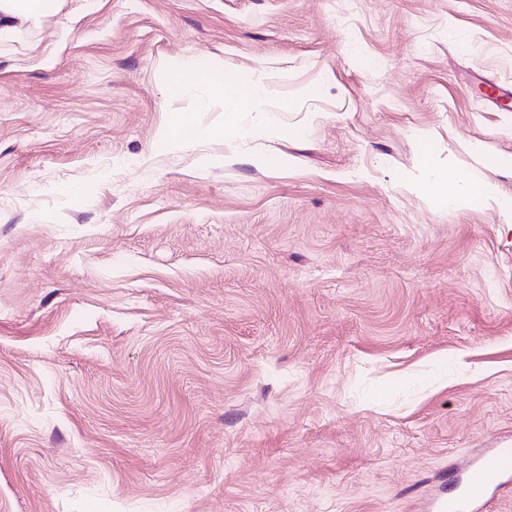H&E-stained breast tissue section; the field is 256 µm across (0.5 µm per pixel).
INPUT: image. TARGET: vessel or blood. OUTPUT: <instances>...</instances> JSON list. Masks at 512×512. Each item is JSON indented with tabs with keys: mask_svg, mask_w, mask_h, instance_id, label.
Segmentation results:
<instances>
[{
	"mask_svg": "<svg viewBox=\"0 0 512 512\" xmlns=\"http://www.w3.org/2000/svg\"><path fill=\"white\" fill-rule=\"evenodd\" d=\"M512 479V447L503 445L468 461L455 493L440 491L431 499L432 512H483L492 483Z\"/></svg>",
	"mask_w": 512,
	"mask_h": 512,
	"instance_id": "vessel-or-blood-1",
	"label": "vessel or blood"
}]
</instances>
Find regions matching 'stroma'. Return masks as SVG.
<instances>
[{
  "mask_svg": "<svg viewBox=\"0 0 512 512\" xmlns=\"http://www.w3.org/2000/svg\"><path fill=\"white\" fill-rule=\"evenodd\" d=\"M190 65L264 72L277 133L224 139ZM493 86L512 0H57L1 38L0 512H425L512 444ZM425 155L494 194L437 207Z\"/></svg>",
  "mask_w": 512,
  "mask_h": 512,
  "instance_id": "obj_1",
  "label": "stroma"
}]
</instances>
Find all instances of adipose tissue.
Returning a JSON list of instances; mask_svg holds the SVG:
<instances>
[{
	"mask_svg": "<svg viewBox=\"0 0 512 512\" xmlns=\"http://www.w3.org/2000/svg\"><path fill=\"white\" fill-rule=\"evenodd\" d=\"M212 96L224 99V136L233 139L240 136H265L276 132L275 121L256 127L249 121L251 113L259 111L267 98V88L260 75L243 76L237 73L210 75L204 80ZM422 179L419 191L431 195L440 207H461L471 196L493 193V184L480 176H458L437 167L430 159L420 162Z\"/></svg>",
	"mask_w": 512,
	"mask_h": 512,
	"instance_id": "ef3b65f1",
	"label": "adipose tissue"
}]
</instances>
